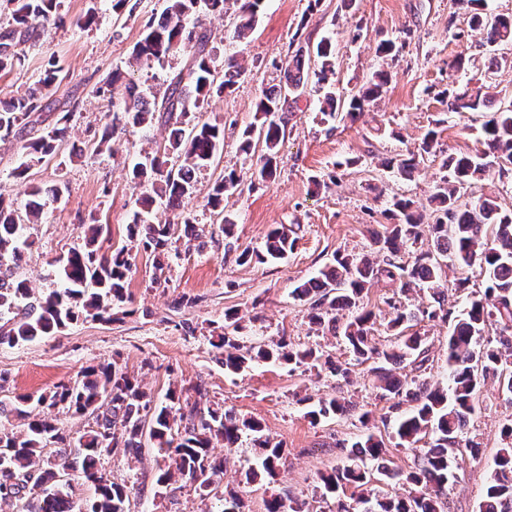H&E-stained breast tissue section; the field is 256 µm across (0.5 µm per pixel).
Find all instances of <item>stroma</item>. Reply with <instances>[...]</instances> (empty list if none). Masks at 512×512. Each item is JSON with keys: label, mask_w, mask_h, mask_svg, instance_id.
I'll return each mask as SVG.
<instances>
[{"label": "stroma", "mask_w": 512, "mask_h": 512, "mask_svg": "<svg viewBox=\"0 0 512 512\" xmlns=\"http://www.w3.org/2000/svg\"><path fill=\"white\" fill-rule=\"evenodd\" d=\"M163 7L164 0H141L135 11L116 13L112 0H60L54 22L36 43L25 46L11 69L0 72V99L18 96L34 85L49 59H56L61 72L52 99L56 109H74L60 158L33 164L25 178H15L13 171L25 156L29 134L0 141V195L5 199H27L35 187L47 190L59 182L66 186L60 200L46 202L42 223L30 226L35 244L19 276L39 291L55 287L56 258L81 246L82 227L91 223L109 228L103 250H128L133 263L129 314L109 323L82 318L41 341L0 346V375L7 379L0 400L11 404L19 395L38 396L75 379L84 366L112 360L126 365L159 396L172 383H201L210 400L260 421L266 434L288 450L274 482L263 485L245 481L254 457L249 445L229 453L224 487L237 492L242 512H265L266 499L277 493L311 502L319 474L340 463L337 442L356 436L359 423L352 415L311 424L296 397L341 394L351 398L358 412L382 416L389 403L380 398L367 365L357 366V380L350 386L338 385L328 372L288 364L253 365L228 373L210 339L221 332L225 311L237 309L250 318L247 338L267 341L285 335L299 347L319 346L335 361L348 360L342 340L315 334L304 306L292 298V288L336 252H367L370 229L390 221L392 198L426 201L441 175L438 162L431 161L409 181L381 167V159L416 150L430 128L437 129L444 152L480 149L485 114L448 112L440 94L448 88L472 93L488 88L497 99H512V51L485 45L481 34L470 29L469 14L458 0H356L351 8L343 0H321L316 6L310 0H265L254 33L241 43L230 39L234 14L204 16L215 68L223 69L225 59L233 55L247 72L231 94L213 97L200 115L201 120L224 126V145L214 164L199 175L196 192L182 203L205 246L179 250L158 286L152 282V258L135 250L127 238L126 226L140 194L128 166L141 150L163 142L167 130L158 120L147 129L129 125L117 130L113 156L95 153L92 138L108 120L96 90L113 71L129 70L134 82L162 91L171 72L188 66L185 54L162 67L128 66L145 24ZM91 9L95 23L77 27V20ZM324 37L335 44L337 94L357 93L372 72L382 68L391 79L381 100L356 120L345 119L330 128L319 122L318 87L309 85L280 145L275 178L225 199L223 215H216L207 196L224 168L240 167L241 133L253 122L263 90L280 81L279 65L290 45ZM384 39L395 41L396 55H377ZM458 57L463 66L456 71L451 64ZM56 109L41 113L38 132L54 125ZM316 179L325 184L318 192L312 185ZM224 215L234 223L229 240L220 222ZM280 224L298 236L287 259L238 265L237 254L261 249L269 230ZM477 398L479 408L468 433L480 442V452L458 459L456 478L448 484L447 512H478L488 468L500 446V427L512 419V398L490 386ZM106 466L115 480L127 485L139 512H209L210 500L187 487L171 498L157 495L153 448H143L140 461L118 456Z\"/></svg>", "instance_id": "stroma-1"}]
</instances>
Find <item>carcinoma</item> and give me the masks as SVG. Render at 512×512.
Returning <instances> with one entry per match:
<instances>
[{
    "mask_svg": "<svg viewBox=\"0 0 512 512\" xmlns=\"http://www.w3.org/2000/svg\"><path fill=\"white\" fill-rule=\"evenodd\" d=\"M14 5L17 28L0 41V70L12 67L18 59V46L40 37L50 21L54 0H9ZM263 0H166L159 18L149 20L145 34L132 50L140 65L162 64L187 50L191 62L187 69L173 73L161 99L148 100L136 83L124 82L115 72L112 81L97 88V93L112 97V118L94 135V152L111 150V141L121 126H150L154 119L169 128L164 147L148 153L132 166L134 184L145 188L136 200L127 232L136 245L153 257V266L163 271L175 240L186 247L200 238L196 225L183 218V234L171 221H153L160 206L174 217L183 199L192 194L197 174L213 164L224 141V126L194 122V113L204 109L215 94L221 95L236 85L244 67L230 56L224 72L212 66L210 37L200 15L223 13L235 7L238 14L232 40L247 38L259 21ZM470 14L473 29L483 33L490 46L512 44V16H491L484 12V0H459ZM334 45L322 39L316 45L299 46L281 65L283 79L262 93L255 104V121L240 138L243 159H256L252 177L264 181L276 175L279 145L288 125V112L306 93L311 83L323 90L320 120L330 126L337 118L356 119L364 106L377 99L388 84V73L380 70L345 100L332 86ZM55 64L45 68L36 85L25 94L0 99V141L17 134L23 121L36 112L51 111L49 98L58 80ZM448 111L488 112L482 125V149L476 153L442 155L443 175L429 198L432 222L409 198L393 201V223L371 230V247L376 258L364 254L336 252L332 262L318 273L294 285L291 296L307 310L309 324L323 336L341 338L352 361L338 364L318 348H297L288 337L280 336L241 352L239 334L245 316L237 310L224 313V332L212 337L227 372L236 373L253 362L307 365L327 370L347 384L355 365L370 363L380 398L391 401L389 410L410 406L396 419L382 417L388 436L369 431L356 436L345 450L342 464L319 476L316 489L332 512H446L447 488L455 478L453 461L464 446L470 452L480 444L468 436V423L476 412L477 391L488 384L512 396V211L505 212L491 197H481L468 205L460 202V189L485 179L490 174L512 178V100L494 103L493 96L445 90ZM72 112L67 110L48 131L26 145L27 161L19 167L23 175L34 162L58 155L71 129ZM441 155L438 131L428 130L416 152L399 154L381 161L410 179L431 156ZM242 186L237 169L224 170L216 181L207 205L224 223V236L232 237V222L223 217L224 196ZM25 211L28 224H36L42 207L31 200L25 204L7 201L0 194V346L10 347L40 340L64 331L80 318L110 321L114 312L123 311L129 301L128 280L133 264L124 250L101 252L100 238L108 233L103 224H89L84 243L55 259L58 287L39 292L13 275L24 255L33 246L20 223ZM296 238L283 225L270 230L260 250H243L237 257L241 265L265 264L285 259L294 251ZM412 255V260L404 256ZM479 270L480 289L468 290L469 278L456 283L455 290L466 292L462 309L448 306V271ZM384 282L392 292L381 302L395 311L387 324L393 341L387 348L372 343L375 312L364 305V292ZM420 290L429 303L415 309L402 298ZM448 324V353L445 365L448 384H432L422 378L431 366L427 337L413 330L418 317ZM406 363L415 372L402 377L394 367ZM198 396L192 402L182 391L171 387L158 400L137 377L117 361L84 368L67 383H61L34 398L21 396L11 406L0 401V419L13 417L24 429L15 433L0 429V504L12 512H133L128 487L112 479L105 467L106 458L121 455L128 460L139 457L149 444L157 449L156 483L159 496L165 497L177 486L189 485L203 498L217 501V512H241L240 498L221 490L224 458L213 454L214 442L230 450L247 437L254 448V460L245 472L254 483L275 476L286 454L281 442L264 433L261 423L237 415L219 402L200 405L206 388L190 386ZM298 403L307 405L306 416L313 424L323 419L347 416L353 402L344 397L313 399L304 396ZM94 416V422L78 436L59 425L58 414ZM417 451L416 467L396 473L386 465L388 445ZM501 446L489 466L488 483L479 512H512V420L500 430ZM78 473L93 492L84 495L74 485ZM400 487L395 494L381 498L372 495L373 481ZM266 512H310L306 502L286 493L266 500Z\"/></svg>",
    "mask_w": 512,
    "mask_h": 512,
    "instance_id": "1",
    "label": "carcinoma"
}]
</instances>
